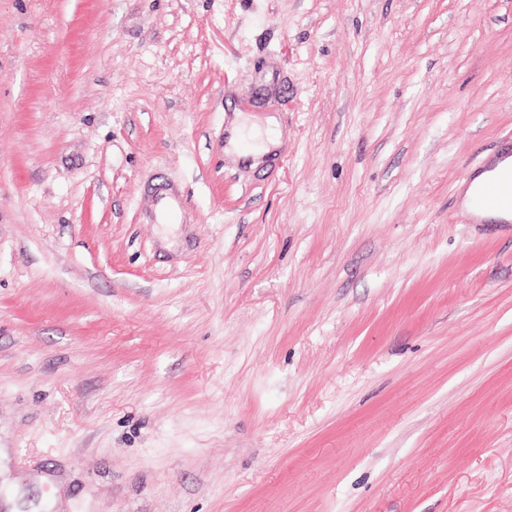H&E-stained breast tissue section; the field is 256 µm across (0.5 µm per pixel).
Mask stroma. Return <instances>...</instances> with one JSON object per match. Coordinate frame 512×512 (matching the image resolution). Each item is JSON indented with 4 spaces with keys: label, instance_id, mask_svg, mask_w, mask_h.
<instances>
[{
    "label": "stroma",
    "instance_id": "obj_1",
    "mask_svg": "<svg viewBox=\"0 0 512 512\" xmlns=\"http://www.w3.org/2000/svg\"><path fill=\"white\" fill-rule=\"evenodd\" d=\"M510 149L512 0H0V506L512 512ZM249 114L234 112L227 131L224 152L234 161H242L255 168L262 164L263 159L280 145L279 134L273 129L274 118H268L264 128L260 127ZM250 139L252 143L246 145ZM491 186L496 187L503 195L512 194V155L500 157L468 186L463 200L466 209L482 217L504 220H512V207L489 208L482 202L484 192ZM496 190H489L484 203L490 207H498L505 203L512 204V199L503 196Z\"/></svg>",
    "mask_w": 512,
    "mask_h": 512
}]
</instances>
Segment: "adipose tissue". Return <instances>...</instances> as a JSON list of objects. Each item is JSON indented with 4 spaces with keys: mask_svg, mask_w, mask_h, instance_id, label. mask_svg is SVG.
<instances>
[{
    "mask_svg": "<svg viewBox=\"0 0 512 512\" xmlns=\"http://www.w3.org/2000/svg\"><path fill=\"white\" fill-rule=\"evenodd\" d=\"M274 119H267L265 125H258L251 115L234 113L227 127L225 152L233 160L256 167L262 164L280 145ZM496 187L503 195L512 194V155L498 158L468 186L463 204L466 209L483 217L512 220V207L489 208L482 202L484 192Z\"/></svg>",
    "mask_w": 512,
    "mask_h": 512,
    "instance_id": "1",
    "label": "adipose tissue"
}]
</instances>
